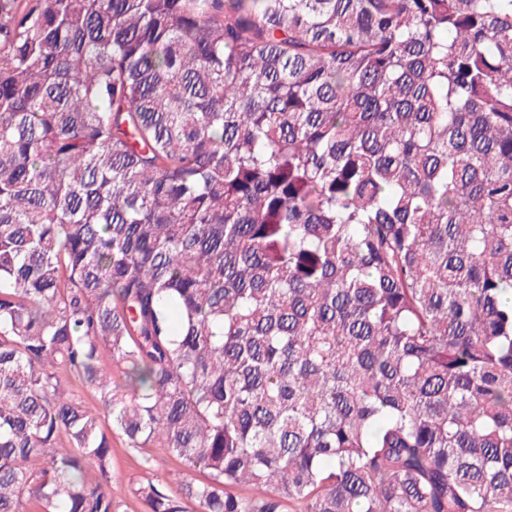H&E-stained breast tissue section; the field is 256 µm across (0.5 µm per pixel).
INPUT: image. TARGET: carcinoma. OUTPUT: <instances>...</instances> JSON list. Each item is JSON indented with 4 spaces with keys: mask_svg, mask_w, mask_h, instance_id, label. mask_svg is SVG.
Instances as JSON below:
<instances>
[{
    "mask_svg": "<svg viewBox=\"0 0 512 512\" xmlns=\"http://www.w3.org/2000/svg\"><path fill=\"white\" fill-rule=\"evenodd\" d=\"M114 434L144 512H512V0H0V512ZM145 453L154 458L151 466L142 465ZM184 475L183 463L162 454L158 448H128L123 439L112 436V494L124 501L126 512H144L142 504L131 492L135 482L149 479L176 492Z\"/></svg>",
    "mask_w": 512,
    "mask_h": 512,
    "instance_id": "obj_1",
    "label": "carcinoma"
}]
</instances>
